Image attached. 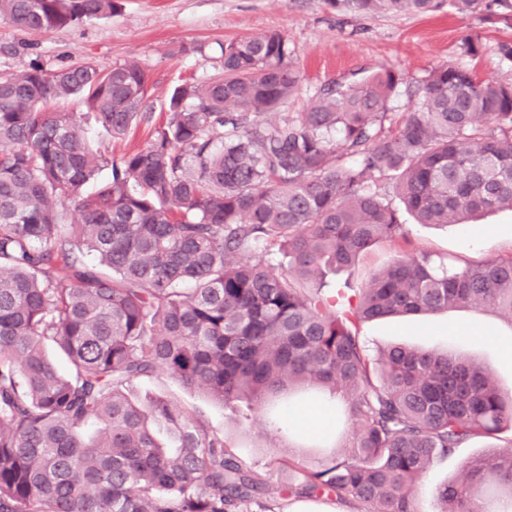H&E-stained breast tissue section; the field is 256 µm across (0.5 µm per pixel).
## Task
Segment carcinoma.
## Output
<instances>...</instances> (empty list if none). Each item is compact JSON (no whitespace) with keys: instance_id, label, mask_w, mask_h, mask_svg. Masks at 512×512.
<instances>
[{"instance_id":"cac0c4a2","label":"carcinoma","mask_w":512,"mask_h":512,"mask_svg":"<svg viewBox=\"0 0 512 512\" xmlns=\"http://www.w3.org/2000/svg\"><path fill=\"white\" fill-rule=\"evenodd\" d=\"M117 7L0 0V20L46 32ZM448 10L512 23V0ZM291 56L275 30L224 43L215 72L178 86L167 123L118 163L89 145L83 115L48 105L79 98L120 136L146 107L140 66L83 60L0 76V512H241L266 495L222 434L165 399L130 397L157 372L226 405L329 395L352 433L326 464L282 461V494L375 512H415V482L434 459L512 430V390L484 366L401 346L373 358L359 331L478 306L512 323V253L471 264L406 249L363 288L322 283L378 242L408 243L404 212L448 225L512 210V83L443 63L395 112L407 81L380 68L282 112L300 89ZM277 251L287 265L272 263ZM464 469L467 481L439 488V512H476L485 489L512 509V439Z\"/></svg>"}]
</instances>
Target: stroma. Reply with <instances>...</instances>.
Segmentation results:
<instances>
[{"label":"stroma","instance_id":"35a3bbf8","mask_svg":"<svg viewBox=\"0 0 512 512\" xmlns=\"http://www.w3.org/2000/svg\"><path fill=\"white\" fill-rule=\"evenodd\" d=\"M269 30L285 36L301 74L300 91L288 102L291 112L303 111L325 84L382 66L413 82L448 62L473 69L483 79L512 83V63L496 52L498 42L512 40V28L502 22L444 8L429 14L381 11L362 16L336 8L329 0H119L111 17L48 32L25 31L0 21V75L22 72L34 61L49 70L83 59L105 68L124 62L139 65L148 73L150 87L141 119L118 138L101 128L88 134L93 148L117 161L147 146L165 122L168 101L179 84L213 73L220 43ZM475 35L481 39L479 54H465V39ZM478 224L485 233L480 243L467 226L408 223L404 229L414 248L472 262L512 253V212L486 215ZM401 252L400 245L379 243L354 271L327 272L325 281L331 288L364 287ZM458 322L470 328V335L455 331ZM360 335L373 356L393 344L457 351L481 362L504 388L512 389V358L502 351L512 344V323L492 310L374 320L361 326ZM134 391L142 398L163 396L207 430L222 433L234 458L273 495L289 478L282 459L295 456L315 465L324 460L330 443L319 433L289 437L285 426L271 425L264 413L243 403L229 408L164 373L139 380ZM503 444L499 435L479 437L455 454L436 459L415 487L417 512H438L439 486L461 481L464 461L487 457Z\"/></svg>","mask_w":512,"mask_h":512}]
</instances>
